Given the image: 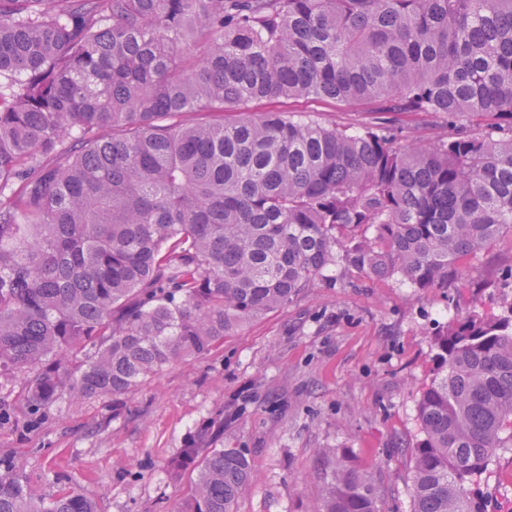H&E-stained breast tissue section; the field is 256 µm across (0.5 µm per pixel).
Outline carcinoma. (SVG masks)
Wrapping results in <instances>:
<instances>
[{"instance_id": "carcinoma-1", "label": "carcinoma", "mask_w": 512, "mask_h": 512, "mask_svg": "<svg viewBox=\"0 0 512 512\" xmlns=\"http://www.w3.org/2000/svg\"><path fill=\"white\" fill-rule=\"evenodd\" d=\"M422 112L431 133L249 102ZM512 232V0H0V380L32 425L128 395L331 278L456 287ZM409 449L413 512H485L512 447V305L434 337ZM199 426L176 512H236L256 475ZM309 512H377V474L322 453ZM0 512L48 507L0 463ZM366 108L349 107L316 98L288 99L279 98L274 100H261L249 103L245 109V115L259 117L265 112L279 110L284 112H295L299 115H315L322 121L336 123L337 125H356L361 122L369 121L373 116L370 112L364 111Z\"/></svg>"}]
</instances>
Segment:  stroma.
Wrapping results in <instances>:
<instances>
[{
  "mask_svg": "<svg viewBox=\"0 0 512 512\" xmlns=\"http://www.w3.org/2000/svg\"><path fill=\"white\" fill-rule=\"evenodd\" d=\"M279 110L355 125L368 112L316 98L261 100L245 112ZM489 288L488 312L512 302L497 287L512 268V235L473 260ZM472 290L411 288L392 277L333 281L245 324L203 358L174 365L124 397L66 401L27 426L20 414L0 422V458L21 462L35 499L67 490L99 512H173L183 495L169 460L216 413L224 445L246 449L257 474L237 512H308L323 494L321 450L377 471L378 512H412L411 457L420 436L417 402L432 377L433 334L464 313ZM490 512H512V448L482 475Z\"/></svg>",
  "mask_w": 512,
  "mask_h": 512,
  "instance_id": "obj_1",
  "label": "stroma"
}]
</instances>
